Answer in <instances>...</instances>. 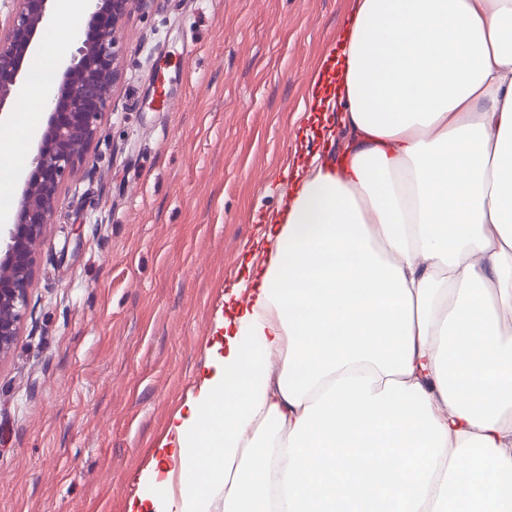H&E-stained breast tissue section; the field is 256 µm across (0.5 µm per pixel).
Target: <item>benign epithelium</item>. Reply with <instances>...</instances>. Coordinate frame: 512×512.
<instances>
[{
  "label": "benign epithelium",
  "mask_w": 512,
  "mask_h": 512,
  "mask_svg": "<svg viewBox=\"0 0 512 512\" xmlns=\"http://www.w3.org/2000/svg\"><path fill=\"white\" fill-rule=\"evenodd\" d=\"M89 2L92 28L78 37L76 53L60 62L59 85L45 103L46 127L0 245V359L11 351L28 311L44 229L60 205L59 187L99 141L100 117L120 76L119 27L150 0ZM48 3L13 0L12 11L0 18V115L17 92L38 31L49 26Z\"/></svg>",
  "instance_id": "7a95c632"
}]
</instances>
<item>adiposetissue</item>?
Wrapping results in <instances>:
<instances>
[{
  "mask_svg": "<svg viewBox=\"0 0 512 512\" xmlns=\"http://www.w3.org/2000/svg\"><path fill=\"white\" fill-rule=\"evenodd\" d=\"M311 86L347 149L297 165L127 512H512V0H353Z\"/></svg>",
  "mask_w": 512,
  "mask_h": 512,
  "instance_id": "obj_1",
  "label": "adipose tissue"
}]
</instances>
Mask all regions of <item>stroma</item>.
Instances as JSON below:
<instances>
[{
  "mask_svg": "<svg viewBox=\"0 0 512 512\" xmlns=\"http://www.w3.org/2000/svg\"><path fill=\"white\" fill-rule=\"evenodd\" d=\"M351 0H152L0 360V512H127L310 138Z\"/></svg>",
  "mask_w": 512,
  "mask_h": 512,
  "instance_id": "1",
  "label": "stroma"
}]
</instances>
